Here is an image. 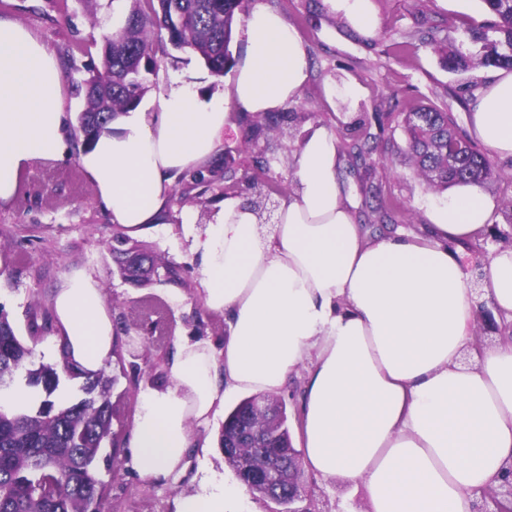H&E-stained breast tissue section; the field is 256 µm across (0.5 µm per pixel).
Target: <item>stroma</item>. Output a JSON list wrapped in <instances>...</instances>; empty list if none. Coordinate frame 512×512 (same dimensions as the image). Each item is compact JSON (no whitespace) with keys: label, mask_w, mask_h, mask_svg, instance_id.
Segmentation results:
<instances>
[{"label":"stroma","mask_w":512,"mask_h":512,"mask_svg":"<svg viewBox=\"0 0 512 512\" xmlns=\"http://www.w3.org/2000/svg\"><path fill=\"white\" fill-rule=\"evenodd\" d=\"M293 25L308 48L311 75L298 101L281 107L286 117L270 131L266 165H258L246 152L249 126L239 109H231L224 129V145L210 168L180 176L167 206L166 221L152 224L138 235L160 264L175 265L180 283L156 276L147 287L123 281L115 273L112 257L113 226L80 162L82 144L67 133V149L54 160L35 162L20 178V189L9 203L0 205V307L4 308L19 336H27L28 314L50 307L51 296L71 271L82 269L97 278L111 305L114 318L127 325L121 338V360L106 366L117 375L112 390L113 428L120 438L130 434L138 409L139 394L150 386L167 384L166 363L178 339H202L223 348L227 323L223 315L206 309L198 291L197 264L190 245V228L183 222L194 213L198 224L208 223L215 205L224 199V169L236 170L233 191L241 202L255 196L258 185L278 189V200L287 199L295 188L291 166L296 143L313 126L326 127L341 136L344 125L364 120L370 133L393 139L395 150L369 159L370 178L345 179L346 199L353 211H361L370 186H377L384 199L401 204L397 221L402 231L421 232L425 211L444 203L447 192L428 189L415 175L402 146L406 138L401 123L413 106L435 105L448 109L460 128H467L468 84L483 85L488 70L477 67L465 73L448 70L433 46L420 44L401 52L396 44L407 31L426 19L492 25L483 0H371L379 21L374 35L367 36L332 13L326 0H265ZM129 0H0V15L29 27L63 62L67 112L77 118L82 98L77 83L88 68L99 64L103 36L122 26ZM158 66L148 74L149 93H156L171 77L193 83L200 94L223 91L227 76H217L190 51L167 43L156 46ZM358 95H350V86ZM496 177L484 186L496 208L492 220L502 231L512 230L503 217L512 207V158L491 156ZM221 420L197 430V441H212V448H190L184 471L166 482L140 478L127 468L125 446L104 444L95 468L102 484V512H173V502L194 490V478L202 459H209L228 482L236 475L229 469L214 443ZM305 491L294 504L296 512H365L361 492L342 482L325 483L306 476Z\"/></svg>","instance_id":"1"}]
</instances>
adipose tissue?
I'll return each instance as SVG.
<instances>
[{"label": "adipose tissue", "instance_id": "1", "mask_svg": "<svg viewBox=\"0 0 512 512\" xmlns=\"http://www.w3.org/2000/svg\"><path fill=\"white\" fill-rule=\"evenodd\" d=\"M242 35L227 92L203 97L173 79L82 151L106 217L129 236L162 223L178 175L213 165L230 108L271 112L308 82L307 47L264 0ZM470 113L475 138L512 157L511 70L489 76ZM66 119L60 59L0 15V203L15 197L34 160L63 156ZM292 165L296 188L273 231L228 196L195 234L203 303L224 313L228 335L219 353L204 341L177 343L167 385L140 395L126 442L131 468L167 481L227 396L275 393L299 371L295 445L307 473L362 489L366 512H472L512 464V342L479 344L462 252L484 235L493 201L460 184L426 210L424 233L371 238L345 202L332 133L310 128ZM482 284L496 317L512 322V247L483 263ZM52 309L70 364L98 373L117 344L100 282L72 271ZM174 512L260 510L204 466Z\"/></svg>", "mask_w": 512, "mask_h": 512}]
</instances>
